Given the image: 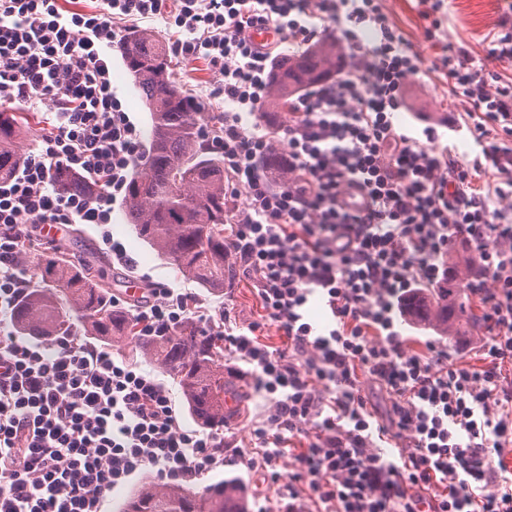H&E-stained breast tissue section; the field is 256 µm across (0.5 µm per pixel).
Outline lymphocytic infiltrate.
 <instances>
[{
    "mask_svg": "<svg viewBox=\"0 0 512 512\" xmlns=\"http://www.w3.org/2000/svg\"><path fill=\"white\" fill-rule=\"evenodd\" d=\"M434 67L468 105L480 151L465 159L393 122L424 59L381 0H0V105H44V146L0 183V512H102L104 496L135 478L190 482L223 466L215 435L184 430L157 375L71 333L45 343L8 331L31 284L27 252L49 224H93L113 261L131 260L108 229L142 161L141 131L112 87L114 43L127 26L165 18L170 52L205 60L222 77L226 110L207 133L224 158V187L247 199L231 218V246L263 311L240 325L212 316L192 294L150 283L132 308L137 332L160 336L191 319L219 332L269 405L261 466L288 492V512H512V7L478 60L445 40V0H423ZM276 42H253L254 29ZM333 30L348 50L336 80L299 95L282 129L288 175L271 185L261 160L274 147L249 117L270 96L280 45L297 48ZM374 31L364 41L363 31ZM69 170L90 186L64 195ZM496 176L494 196L477 188ZM474 247L488 285L483 365H449L448 346L412 350L400 327L408 303L440 294L445 258ZM320 303L327 321L308 313ZM277 325L287 347L259 333ZM373 378L389 405L378 414L363 387ZM295 470L279 462L294 436ZM305 494H298L297 485Z\"/></svg>",
    "mask_w": 512,
    "mask_h": 512,
    "instance_id": "1",
    "label": "lymphocytic infiltrate"
}]
</instances>
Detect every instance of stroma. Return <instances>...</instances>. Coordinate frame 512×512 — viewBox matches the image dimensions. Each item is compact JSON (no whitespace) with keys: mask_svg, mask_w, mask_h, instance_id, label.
Listing matches in <instances>:
<instances>
[{"mask_svg":"<svg viewBox=\"0 0 512 512\" xmlns=\"http://www.w3.org/2000/svg\"><path fill=\"white\" fill-rule=\"evenodd\" d=\"M504 4V0H449L447 39L449 42L466 47L476 58L484 57V37L492 30ZM383 8L390 21L400 28L412 47L419 51L425 61H432L436 50L425 38L424 23L419 17L418 0H383ZM173 76L179 81L185 93L194 95L202 112L205 125L220 121L224 113L223 99L214 97L213 90L220 81L219 74L204 60L185 61L174 59ZM112 83L123 96L129 112H132L141 126L144 138H151L150 115L134 86L120 54L112 56ZM407 111L398 113V125L414 130L432 125L440 126L446 117L459 115L461 107L448 89V80L439 72H427L420 79L409 84L406 93ZM111 230L134 259V267L113 264L112 256L103 248L98 228L86 224L69 226L59 234L56 243L62 246L70 257L93 265L105 282L109 283L114 295H124L128 277L149 275L153 281L182 288L195 294L210 312H218L224 304H231L232 314L242 325L257 321L261 309L251 282L244 276H237L223 292L215 293L201 288L197 283L185 279L164 260L160 259L140 238L132 225L128 224L123 209H116L112 216ZM248 397L236 420L218 430L217 438L222 439L224 454L228 460L221 467L194 483L201 489L215 484L224 477H238L245 486L253 512H287L286 494L282 484L271 482L261 466L245 467L240 457L259 458L261 441L257 429L268 412V404L254 381H247Z\"/></svg>","mask_w":512,"mask_h":512,"instance_id":"35a3bbf8","label":"stroma"}]
</instances>
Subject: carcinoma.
Instances as JSON below:
<instances>
[{
    "instance_id": "carcinoma-1",
    "label": "carcinoma",
    "mask_w": 512,
    "mask_h": 512,
    "mask_svg": "<svg viewBox=\"0 0 512 512\" xmlns=\"http://www.w3.org/2000/svg\"><path fill=\"white\" fill-rule=\"evenodd\" d=\"M131 36L119 43V52L150 113L152 140L126 189V220L178 274L221 292L236 277L233 251L224 236V158L209 147L199 107L173 78L165 44L146 30ZM335 70L336 46L327 42L278 61L266 121L279 123L282 114L290 112L295 94L328 81ZM30 125L27 115L0 111V183L10 180L24 164L26 153L20 142ZM263 165L282 177L288 175L281 154L266 155ZM56 186L68 195L87 190L84 180L68 172L57 177ZM44 274L51 284L33 290L16 309L20 334L60 336L71 330L75 316L89 336L138 342L146 358L177 380L188 411L200 426L219 429L238 416L242 386L224 372V337L219 333H206L196 322L185 320L163 336L138 335L128 314L112 307L110 285L59 248L46 259ZM462 274L453 265L442 298L434 306L414 303V319L445 335L460 319L469 329L481 330L484 315L456 304V282ZM121 512H249V503L236 477L200 491L179 483L145 482L124 502Z\"/></svg>"
}]
</instances>
